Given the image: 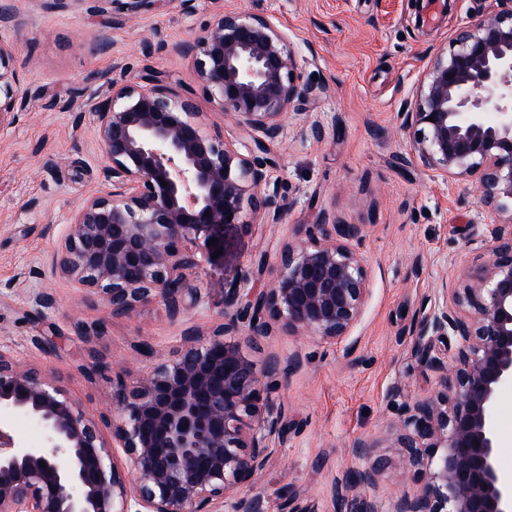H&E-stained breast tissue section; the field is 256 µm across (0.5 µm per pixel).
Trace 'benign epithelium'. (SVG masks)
<instances>
[{"label": "benign epithelium", "instance_id": "7a95c632", "mask_svg": "<svg viewBox=\"0 0 512 512\" xmlns=\"http://www.w3.org/2000/svg\"><path fill=\"white\" fill-rule=\"evenodd\" d=\"M111 2L120 20L150 0ZM452 41L430 56L398 113L400 127L409 159L444 182H474L479 208L500 222L488 225L487 259L464 272L466 288L443 281L413 325L435 390L399 406L392 447L402 449L400 463L420 488L391 512H512L495 415L498 389L512 383V0L469 16ZM171 48L192 58L204 94L235 118L245 140L236 146L205 132L194 98L156 76L143 84L105 79L106 98L90 115L111 189L73 212L55 265L116 316L151 301L173 319L188 315L202 299L190 283L198 255L224 247V226L280 224L289 210L284 183L270 176V145L285 136V119L301 122L304 140L325 135L307 109L327 88L303 80L288 34L270 19L224 11ZM14 59V45L0 39V133L26 94ZM368 232L325 209L315 223L297 225L270 287L254 286L268 268L261 252L224 289V322L213 335L189 327L176 354L136 381L116 378L110 417L86 416L49 374L22 367L0 346V512H268L264 493L240 489L287 438L285 405L274 394L301 358L272 353L258 364L230 337L347 341L370 298L358 252ZM434 337L453 345L451 360L430 355ZM15 418L36 423L42 441L16 438ZM378 471L377 462L357 471L333 488L335 501L377 512L356 492Z\"/></svg>", "mask_w": 512, "mask_h": 512}]
</instances>
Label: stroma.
<instances>
[{
    "label": "stroma",
    "instance_id": "35a3bbf8",
    "mask_svg": "<svg viewBox=\"0 0 512 512\" xmlns=\"http://www.w3.org/2000/svg\"><path fill=\"white\" fill-rule=\"evenodd\" d=\"M491 0H154L145 11L112 21L110 0H0L14 15L0 38L14 41L15 67L27 94L15 122L0 134V344L20 361L55 377L90 417L112 405V376L141 377L154 358L172 355L184 328L208 335L224 316V290L255 254H275L295 225L318 212L345 224H365L360 251L370 274L371 296L352 338L353 354L316 337L273 336L242 341L243 352L262 362L269 354L300 352L302 366L279 396L294 428L272 449L255 490L268 496L269 512H337L334 481L368 464L355 454L359 439L378 443L383 465L360 498L390 512L413 491L388 445L395 419L394 387L421 398L433 375L414 353L411 327L420 307L441 283L462 288L464 269L486 259L478 241L494 218L479 209L478 190L465 180H434L417 165H401L410 144L398 114L417 85L427 55L448 50L451 34ZM225 10L260 15L288 34L305 78L329 85L311 104L324 139H300L288 129L272 145L273 171L293 202L283 224L251 231L224 228V257L203 261L192 280L201 304L180 320L153 302L132 318L113 316L105 303L56 271L53 252L73 208L105 188L102 156L91 120L80 108L101 100L104 76L130 81L154 72L164 85L193 96L208 132L238 141L240 128L209 102L190 57L171 51L192 39ZM109 47L91 52L100 36ZM159 49L144 55L145 42ZM51 307L37 306L36 293ZM98 330L84 342L78 325ZM146 341L153 357L133 354ZM93 374H86V367Z\"/></svg>",
    "mask_w": 512,
    "mask_h": 512
}]
</instances>
